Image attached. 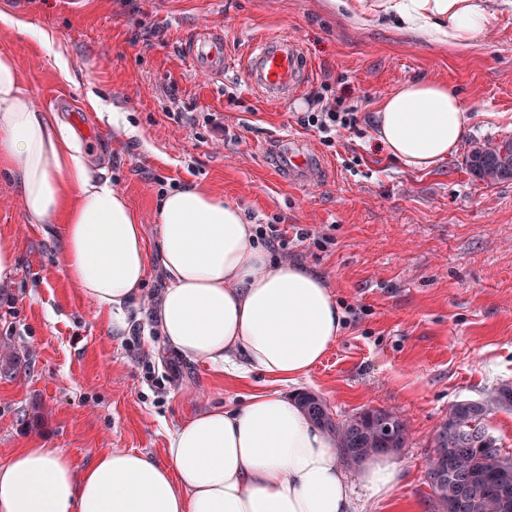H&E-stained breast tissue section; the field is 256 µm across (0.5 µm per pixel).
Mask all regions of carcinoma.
I'll list each match as a JSON object with an SVG mask.
<instances>
[{
  "mask_svg": "<svg viewBox=\"0 0 512 512\" xmlns=\"http://www.w3.org/2000/svg\"><path fill=\"white\" fill-rule=\"evenodd\" d=\"M467 166L479 181L512 178V137L472 149ZM19 352L0 341V374L17 375ZM305 414L336 439L342 462L352 468L376 454L397 453L406 447L408 427L396 412L373 408L341 423L331 418L325 402L309 393L297 395ZM512 409V382L499 384L483 401L464 400L451 406L432 439V453L457 462L453 472L427 467V480L438 512H512V456L487 447L483 420L492 409Z\"/></svg>",
  "mask_w": 512,
  "mask_h": 512,
  "instance_id": "1",
  "label": "carcinoma"
}]
</instances>
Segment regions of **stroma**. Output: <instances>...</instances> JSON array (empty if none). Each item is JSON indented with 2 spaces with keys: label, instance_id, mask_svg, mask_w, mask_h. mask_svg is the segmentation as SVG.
<instances>
[{
  "label": "stroma",
  "instance_id": "stroma-1",
  "mask_svg": "<svg viewBox=\"0 0 512 512\" xmlns=\"http://www.w3.org/2000/svg\"><path fill=\"white\" fill-rule=\"evenodd\" d=\"M483 37L462 47L396 17L354 20L331 0H0L52 32L68 60L60 72L31 37L0 34L37 108L59 112L89 162L122 191L155 248L160 183L200 186L239 204L255 222L307 230L290 261L323 276L345 325L303 391L334 418L398 410L409 442L396 462L390 502L354 488L356 512H435L425 481L429 440L461 400L512 381V181H473L468 149L429 170L393 162L369 117L401 84L456 86L473 117L470 142L512 137V0H482ZM201 32L224 38L222 80L189 66L184 43ZM264 35L300 45L312 70L298 100L271 102L248 85L243 61ZM356 113L333 146L299 119L314 95ZM122 112L113 123L91 97ZM215 113L236 136L195 123ZM298 139L326 167L297 183L271 166L280 143ZM0 234L17 242L15 280L0 289V340L28 360L0 377V460L25 443L58 448L80 467L111 448L165 458V436L210 405H233L268 388L208 364L165 357L149 329L151 294L165 282L150 268L130 317L146 333L132 341L62 271L61 244L25 219L0 174ZM301 389L283 387L292 399Z\"/></svg>",
  "mask_w": 512,
  "mask_h": 512
}]
</instances>
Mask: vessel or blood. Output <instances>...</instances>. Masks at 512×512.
Here are the masks:
<instances>
[{
  "mask_svg": "<svg viewBox=\"0 0 512 512\" xmlns=\"http://www.w3.org/2000/svg\"><path fill=\"white\" fill-rule=\"evenodd\" d=\"M189 62L196 68L217 77L225 67L222 38L209 35L195 38L185 46ZM243 69L251 88L269 101H287L294 98L309 75V65L301 48L279 36H264L257 40ZM323 168L314 153L302 145H295L290 154L288 174L294 178H313Z\"/></svg>",
  "mask_w": 512,
  "mask_h": 512,
  "instance_id": "vessel-or-blood-1",
  "label": "vessel or blood"
}]
</instances>
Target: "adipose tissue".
<instances>
[{
    "mask_svg": "<svg viewBox=\"0 0 512 512\" xmlns=\"http://www.w3.org/2000/svg\"><path fill=\"white\" fill-rule=\"evenodd\" d=\"M408 28L457 45L479 40L478 0H385ZM0 29L34 35L54 66L67 58L52 33L0 10ZM15 56L0 52V170L14 179L30 224H60L68 279L115 326L136 306L151 261L137 212L100 179L57 112L37 109ZM472 130L453 85L414 80L375 108L371 133L408 169L428 170ZM158 261L168 278L155 309L168 355L246 376L271 389L210 407L168 430L164 462L114 448L76 467L57 448H16L0 461V512H352L334 439L279 384L307 380L339 335L344 314L325 279L273 258L237 204L205 189L168 191L156 212ZM369 499L399 483L393 457L367 460Z\"/></svg>",
    "mask_w": 512,
    "mask_h": 512,
    "instance_id": "ef3b65f1",
    "label": "adipose tissue"
}]
</instances>
